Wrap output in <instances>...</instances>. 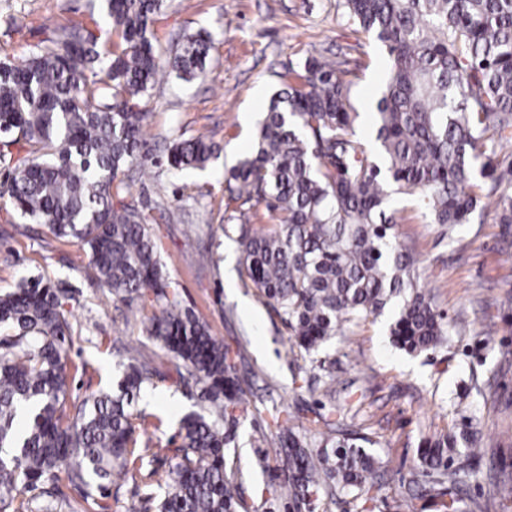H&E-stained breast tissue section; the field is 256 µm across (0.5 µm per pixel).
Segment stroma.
Masks as SVG:
<instances>
[{
    "mask_svg": "<svg viewBox=\"0 0 512 512\" xmlns=\"http://www.w3.org/2000/svg\"><path fill=\"white\" fill-rule=\"evenodd\" d=\"M94 29L90 0H0V59L19 62L60 25ZM212 38L205 80L160 78L143 97L146 138L153 155L178 138L206 135L220 156L206 169L184 174L152 167L131 183L129 200L150 211L166 271L185 307L224 342L236 361L249 404L282 403L309 427L315 412H331L338 436H365L383 474L369 502L323 499L311 512H440L433 491L419 488L417 448L433 433H479L483 456L462 487V512H512V310L501 302L512 291V229L485 209L460 225L455 243L437 227L413 219L398 225L403 244L417 254L420 284L445 315L449 337L411 357L392 346V311L336 336L325 351L338 382L326 392L322 373L292 346L288 328L247 279L240 250L224 233V219L255 223L265 207L229 200V169L254 147L257 123L269 99L307 56L349 60L359 67L358 109L382 86L388 64L375 41L351 24L342 0H167L154 25L155 44L169 53L184 33ZM88 256L75 240L21 219L0 197V293L24 277L42 275L68 297L72 325L67 358L75 371L68 392L81 398L115 384L126 348H140L162 367L139 408L161 416L163 432L152 448L169 467L180 419L199 411L195 385L178 381L176 361L147 335L149 311L115 306L90 279ZM266 416L248 417L238 429L248 512H284L273 489L282 481L277 455L268 469L256 463L253 437Z\"/></svg>",
    "mask_w": 512,
    "mask_h": 512,
    "instance_id": "35a3bbf8",
    "label": "stroma"
}]
</instances>
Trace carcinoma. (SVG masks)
I'll return each mask as SVG.
<instances>
[{
	"instance_id": "carcinoma-1",
	"label": "carcinoma",
	"mask_w": 512,
	"mask_h": 512,
	"mask_svg": "<svg viewBox=\"0 0 512 512\" xmlns=\"http://www.w3.org/2000/svg\"><path fill=\"white\" fill-rule=\"evenodd\" d=\"M165 0H95L118 41L107 45L82 26H64L0 63V182L21 217L47 224L87 249L95 281L113 299L149 302L148 336L200 384L201 412L181 419L176 461L154 466L150 444L163 419L136 408L160 376L127 352L116 386L68 400L65 294L42 276L0 295V503L17 512H61L76 490L84 512H106L107 481L139 476L156 512H243L236 413H245L236 365L205 322L172 290L149 214L127 200L121 178L135 166L175 171L205 167L218 152L203 135L149 159L140 99L163 75L202 78L210 35L185 36L161 58L153 25ZM348 19L387 52L389 71L375 100L372 138L358 137L349 61L308 56L271 98L252 153L234 166L229 197L265 204L274 224H228L240 265L273 303L292 344L318 354L390 305L391 342L409 355L436 348L443 317L417 284L418 259L396 235L394 202L452 242L497 197V223L512 224V0H344ZM287 478L273 489L300 512L312 500L356 501L378 484L376 458L352 438L319 433L314 442L283 406L267 409ZM470 433L432 436L418 449L422 476L438 496L464 483L455 456L476 459ZM39 489L44 502L26 494Z\"/></svg>"
}]
</instances>
